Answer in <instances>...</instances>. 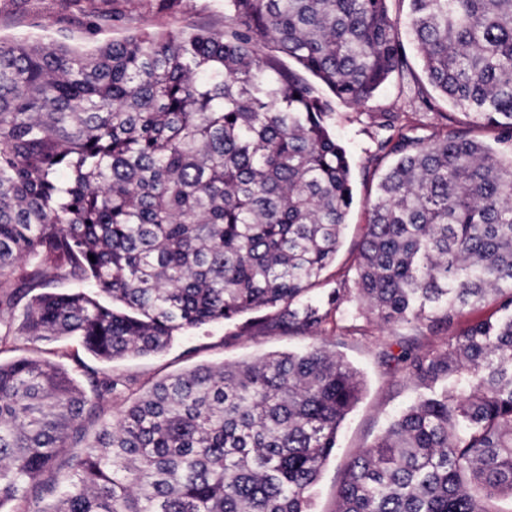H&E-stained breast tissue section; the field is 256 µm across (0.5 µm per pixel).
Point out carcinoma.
<instances>
[{"instance_id":"cac0c4a2","label":"carcinoma","mask_w":512,"mask_h":512,"mask_svg":"<svg viewBox=\"0 0 512 512\" xmlns=\"http://www.w3.org/2000/svg\"><path fill=\"white\" fill-rule=\"evenodd\" d=\"M76 2L96 36L107 16ZM389 2L222 0L221 32L88 51L0 40V343L69 336L110 363L261 310L250 326L320 333L344 296L316 286L353 204L327 94L362 108L410 78L426 110L439 95L464 120L378 141L395 162L369 204L359 297L386 324L501 314L443 354L403 348L419 395L349 464L337 512H498L512 497V158L466 126L512 143V0H408L423 80ZM71 357L92 395L58 365L0 363V512H311L363 392L324 343L131 401L129 381Z\"/></svg>"}]
</instances>
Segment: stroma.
Segmentation results:
<instances>
[{"label":"stroma","instance_id":"1","mask_svg":"<svg viewBox=\"0 0 512 512\" xmlns=\"http://www.w3.org/2000/svg\"><path fill=\"white\" fill-rule=\"evenodd\" d=\"M104 11H116L111 27L103 31L106 39L119 40L139 30H220L224 10L219 0H188L180 12L157 11L151 0H101ZM85 18L75 0H0V39L10 41L36 38L43 41L85 42ZM331 124L350 154L354 204L348 216L336 258L323 274L318 289L328 293L345 290L347 300L337 314L331 315L323 336L361 375L364 389L360 401L344 421L337 446L326 462L314 489L312 512H334L337 491L348 464L359 451L369 447L418 395L409 373L396 357L402 343L408 342L423 353L447 350L456 336L463 334L474 319L495 312L488 303L479 310L458 314L447 327H416L398 324L387 327L360 301L355 288L358 244L367 218L368 202L373 198L378 176L386 165L379 157L377 141L383 132L384 113L396 112L404 124L418 126L429 135L439 124L440 113L455 116L446 101H438L437 113L416 111L400 92L399 82H392L369 104L357 109L333 101ZM308 335L288 334L278 330L257 332L246 328L244 319L227 321L176 336L163 352L148 356H130L104 366L91 355H84V366L107 368L108 372L130 379L135 389L150 388L169 376L202 366L227 362L252 361L276 352L299 351L313 344ZM74 339L63 337L53 342H32L23 338L0 346V362L21 358L37 359L62 365L79 385H86L82 371L69 359L76 350Z\"/></svg>","mask_w":512,"mask_h":512}]
</instances>
